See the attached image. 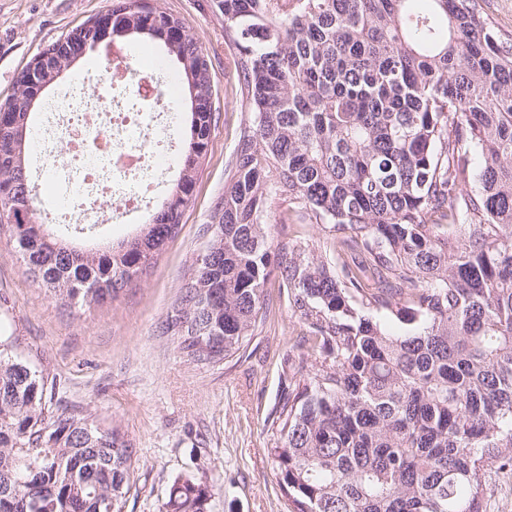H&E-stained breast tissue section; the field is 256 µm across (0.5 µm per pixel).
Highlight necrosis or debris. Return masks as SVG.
Masks as SVG:
<instances>
[{
	"instance_id": "necrosis-or-debris-1",
	"label": "necrosis or debris",
	"mask_w": 512,
	"mask_h": 512,
	"mask_svg": "<svg viewBox=\"0 0 512 512\" xmlns=\"http://www.w3.org/2000/svg\"><path fill=\"white\" fill-rule=\"evenodd\" d=\"M163 80L126 69L123 78L60 93L36 130L39 155L62 151L42 172L63 224L104 223L113 209L147 210L166 171L173 135Z\"/></svg>"
}]
</instances>
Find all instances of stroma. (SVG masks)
I'll use <instances>...</instances> for the list:
<instances>
[{"label": "stroma", "mask_w": 512, "mask_h": 512, "mask_svg": "<svg viewBox=\"0 0 512 512\" xmlns=\"http://www.w3.org/2000/svg\"><path fill=\"white\" fill-rule=\"evenodd\" d=\"M212 61L215 120L207 157L179 234L137 280L95 307H69L39 288L8 233L0 234V330L57 386L52 413L94 414L132 450L133 480L122 512H159L168 488L189 475L211 490L208 512H295L268 453L275 410L292 365L307 355L309 328L290 306L281 270L265 287L267 316L244 349L215 367L189 363L166 329L180 288L207 245L206 226L246 117L233 52L210 0H162ZM112 0H0V101L48 43ZM275 247L323 254L327 229L269 201Z\"/></svg>", "instance_id": "35a3bbf8"}]
</instances>
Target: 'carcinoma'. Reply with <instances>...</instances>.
Here are the masks:
<instances>
[{
	"label": "carcinoma",
	"mask_w": 512,
	"mask_h": 512,
	"mask_svg": "<svg viewBox=\"0 0 512 512\" xmlns=\"http://www.w3.org/2000/svg\"><path fill=\"white\" fill-rule=\"evenodd\" d=\"M416 2L213 0L251 115L167 329L198 365L235 356L280 264L269 199L330 225L336 262L298 246L284 278L312 360L292 370L268 452L296 512H486L490 474L512 470V32L479 0ZM120 10L129 36L163 43L190 101L180 169L139 234L88 248L41 223L34 112L14 93L0 112V229L66 305L114 298L179 233L214 122L211 63L182 20L148 0ZM107 19L45 49L74 62ZM47 393L0 335V512H121L131 449L90 414H48ZM208 499L180 477L162 512Z\"/></svg>",
	"instance_id": "obj_1"
}]
</instances>
